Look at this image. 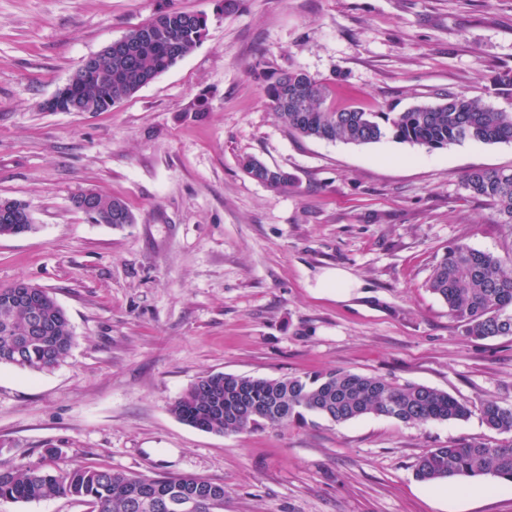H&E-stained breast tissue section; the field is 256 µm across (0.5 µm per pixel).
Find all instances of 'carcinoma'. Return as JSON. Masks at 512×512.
<instances>
[{"label":"carcinoma","mask_w":512,"mask_h":512,"mask_svg":"<svg viewBox=\"0 0 512 512\" xmlns=\"http://www.w3.org/2000/svg\"><path fill=\"white\" fill-rule=\"evenodd\" d=\"M207 35L203 14L177 9L161 11L148 25L124 35L127 47H112V57L93 65L111 78L90 74L80 65L70 96L45 108L52 112H105L120 104L188 56ZM277 120L289 132L306 138L369 144L384 138L444 149L467 140L493 145L512 142V111L493 107L481 97L448 93L435 104H418L401 112H376L362 107L331 108L329 88L298 69L276 70L259 61L254 66ZM242 170L275 190L294 185L288 172L259 158H241ZM464 188L495 208L497 223L512 228V167L474 170ZM101 209L95 224L115 228L133 223L127 203L96 194ZM34 229L27 205L12 201L0 221V237ZM427 288L448 306V315L469 339L512 336V268L490 253L459 241L448 247L432 269ZM75 343L69 319L51 293L20 281L0 287V364L43 373L61 364ZM180 421L215 434L244 433L308 418L347 423L368 415L405 424L464 420L467 404L445 391L421 384H395L384 378L331 369L280 378L210 373L171 405ZM482 418L498 438L488 442L458 441L429 448L414 464L422 482L464 481L493 476L512 483V405L487 400ZM201 478L163 476L152 479L163 496L156 497L134 476L110 468L67 465L0 468V503H30L70 498L87 504L90 512H170L167 497L176 498Z\"/></svg>","instance_id":"1"}]
</instances>
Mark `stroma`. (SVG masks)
<instances>
[{"label": "stroma", "mask_w": 512, "mask_h": 512, "mask_svg": "<svg viewBox=\"0 0 512 512\" xmlns=\"http://www.w3.org/2000/svg\"><path fill=\"white\" fill-rule=\"evenodd\" d=\"M208 17L191 54L106 112L45 103L86 58L160 11ZM300 69L337 107L387 112L446 92L512 110V0H0V199L34 231L0 237V286L52 293L76 342L55 370L0 365V467L47 461L224 487V512H512L414 476L422 452L491 441L481 407L512 404V337L470 341L426 282L449 245L512 262V229L462 186L512 166V142L429 150L304 138L252 69ZM207 110L196 114L198 102ZM254 155L288 171L274 191ZM123 198L133 224L91 223L72 198ZM344 272L353 287L326 281ZM345 369L466 402L463 421L366 416L216 435L172 402L198 377ZM240 165L250 178L272 190H286L294 185V180L288 172L280 168H272L255 156L242 157Z\"/></svg>", "instance_id": "1"}]
</instances>
